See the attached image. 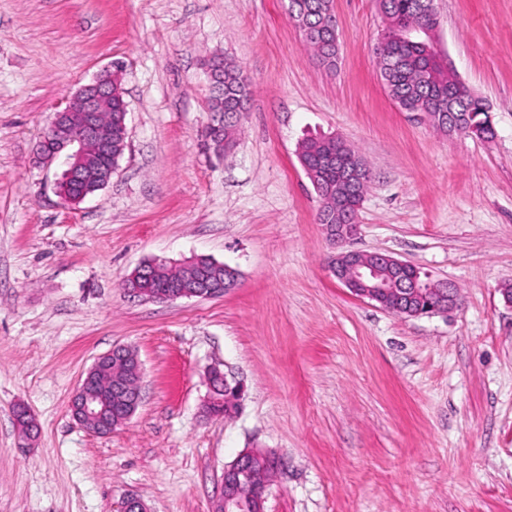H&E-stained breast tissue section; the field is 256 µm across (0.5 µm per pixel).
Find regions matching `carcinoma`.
I'll use <instances>...</instances> for the list:
<instances>
[{
  "instance_id": "obj_1",
  "label": "carcinoma",
  "mask_w": 512,
  "mask_h": 512,
  "mask_svg": "<svg viewBox=\"0 0 512 512\" xmlns=\"http://www.w3.org/2000/svg\"><path fill=\"white\" fill-rule=\"evenodd\" d=\"M386 19L384 29L375 48L376 67L389 96L404 112L441 113L445 120L432 123L436 130L448 132V120L482 124L487 116L488 105L482 98L471 97L470 91L453 70L438 68L426 74L428 39L415 44L398 43L394 37L404 29L437 26L435 12L428 11L429 0H379ZM288 12L299 23L306 50L319 63L335 65L338 59L336 21L333 0H288ZM224 76V96L212 95L209 111L224 113V143L227 148L235 144L240 117L250 109L251 84L242 68L225 54L213 55ZM127 111L121 79L112 74V111L101 113L107 121L112 112ZM340 154L363 168L359 183L358 199H363L370 183L369 169L355 148L334 136L305 140L299 149V161L315 174L314 189L321 200L318 223H336V195L341 192L336 175V165L327 163V155ZM179 272L164 269L157 277L146 280L141 288L150 293L164 290Z\"/></svg>"
}]
</instances>
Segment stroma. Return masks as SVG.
<instances>
[{
	"label": "stroma",
	"instance_id": "35a3bbf8",
	"mask_svg": "<svg viewBox=\"0 0 512 512\" xmlns=\"http://www.w3.org/2000/svg\"><path fill=\"white\" fill-rule=\"evenodd\" d=\"M335 68L303 48L288 0H0V512H213L224 468L262 448L283 467L265 512H512V0H434L435 48L490 107L491 140L435 131L379 79L377 0H334ZM253 89L216 158L204 60ZM125 65L128 143L111 183L73 205L37 143L53 112ZM336 136L372 181L357 248L453 283V317L353 295L298 150ZM237 269L224 296L124 293L159 256ZM134 348L142 403L107 436L71 417L95 358ZM244 383L200 412L207 372ZM38 433L20 449L12 410Z\"/></svg>",
	"mask_w": 512,
	"mask_h": 512
}]
</instances>
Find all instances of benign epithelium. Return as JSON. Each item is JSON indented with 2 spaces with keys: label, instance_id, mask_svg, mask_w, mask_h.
Returning a JSON list of instances; mask_svg holds the SVG:
<instances>
[{
  "label": "benign epithelium",
  "instance_id": "7a95c632",
  "mask_svg": "<svg viewBox=\"0 0 512 512\" xmlns=\"http://www.w3.org/2000/svg\"><path fill=\"white\" fill-rule=\"evenodd\" d=\"M112 105V81L106 75L97 76L82 86L72 100L54 113L48 132L39 144V159L44 167L66 153L67 169L63 179L71 180L82 187L73 198L63 192L59 196L69 203H80L92 196L96 189L105 188L112 180L115 167L103 162V157L112 154V130L127 132V113L116 116V127L112 128L97 120V112ZM359 205L344 203L340 212V223L321 225L326 239L341 248L332 259L331 271L354 295L379 304H387V310L398 315L418 317L422 315L448 313L459 306L457 289L444 280L431 279L423 294L431 297L427 309L412 304L418 288L406 278L408 264L390 255L351 249L349 244L359 233L356 221ZM167 263L154 258L140 264L126 278L124 291L146 300L153 296L137 286L138 278ZM186 271L176 286L161 295L159 301L175 302L180 299H211L224 295L236 287L239 274L227 264L209 256L197 255L176 264ZM144 368L136 353L127 346H117L99 356L86 371L70 403L72 418L83 428L97 434L109 435L125 425L136 413L142 402V380ZM209 392L202 405V412L212 415V407L224 404L239 405L241 383L231 381L217 368L209 371ZM21 436L31 439L36 428L35 419L24 406H17L15 413ZM260 461L267 470L277 469L279 460L274 453L251 448L240 453L224 467L222 492L214 512H264L268 480L254 482L252 492H239L240 474Z\"/></svg>",
  "mask_w": 512,
  "mask_h": 512
}]
</instances>
